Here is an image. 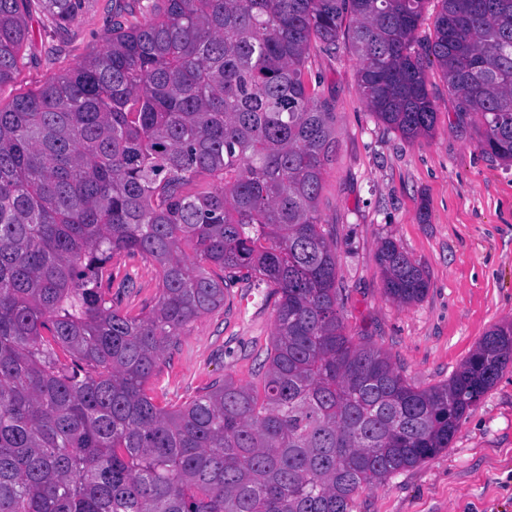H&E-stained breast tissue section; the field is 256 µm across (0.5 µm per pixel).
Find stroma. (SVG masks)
Listing matches in <instances>:
<instances>
[{
    "label": "stroma",
    "mask_w": 512,
    "mask_h": 512,
    "mask_svg": "<svg viewBox=\"0 0 512 512\" xmlns=\"http://www.w3.org/2000/svg\"><path fill=\"white\" fill-rule=\"evenodd\" d=\"M84 0L63 35L33 14L24 60L0 85V106L100 50L113 20L143 23L140 0ZM348 43L314 44L305 80L335 116L336 154L318 215L336 242L340 307L357 342L388 355L412 385L443 383L495 327L512 323V163L478 144V120L458 111L440 67L426 68L437 105L430 135L405 139L377 120L358 91ZM395 241L424 270L429 290L401 304L383 293L377 251ZM112 294L137 314L155 301L157 268L141 256L111 262ZM276 298L254 280L226 283L224 303L197 318L178 351L160 361L148 393L175 408L230 378L258 384L271 348ZM349 512H512V365L432 459L358 492Z\"/></svg>",
    "instance_id": "35a3bbf8"
}]
</instances>
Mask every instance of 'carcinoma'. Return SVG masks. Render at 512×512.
I'll return each mask as SVG.
<instances>
[{"label":"carcinoma","instance_id":"carcinoma-1","mask_svg":"<svg viewBox=\"0 0 512 512\" xmlns=\"http://www.w3.org/2000/svg\"><path fill=\"white\" fill-rule=\"evenodd\" d=\"M31 2L0 0V85ZM82 2L39 0L58 28ZM425 2L148 3L144 23L0 108V512H348L449 447L512 363V324L426 389L346 333L318 215L333 113L304 80L312 42L347 37L370 112L413 140L437 121L434 60L481 146L512 163V0H439L422 42ZM202 174L217 185L187 193ZM121 252L159 268L136 315L103 287ZM377 260L388 298H424L394 241ZM227 277L278 295L261 387L156 405L159 361L224 303Z\"/></svg>","mask_w":512,"mask_h":512}]
</instances>
